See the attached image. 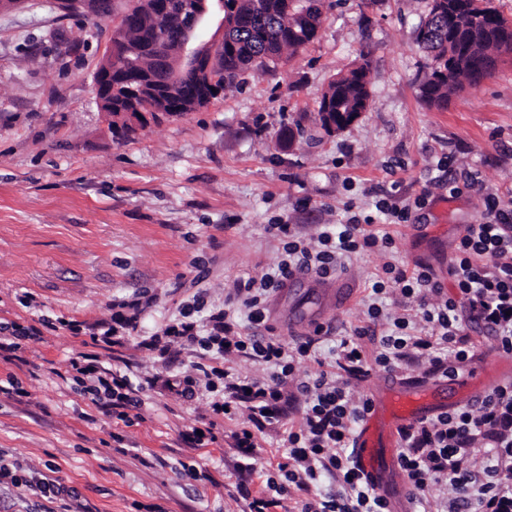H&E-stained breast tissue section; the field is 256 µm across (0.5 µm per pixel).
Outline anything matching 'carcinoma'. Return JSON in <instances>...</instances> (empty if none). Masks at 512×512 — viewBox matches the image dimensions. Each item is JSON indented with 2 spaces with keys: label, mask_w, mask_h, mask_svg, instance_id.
<instances>
[{
  "label": "carcinoma",
  "mask_w": 512,
  "mask_h": 512,
  "mask_svg": "<svg viewBox=\"0 0 512 512\" xmlns=\"http://www.w3.org/2000/svg\"><path fill=\"white\" fill-rule=\"evenodd\" d=\"M292 0H227V7L236 13L235 26L224 31V43L214 52L213 74L233 86L236 78L247 70H262L268 63L280 58L286 50L293 52L316 37L321 24L322 0H303L291 6ZM450 9L442 10L422 25L427 31H418L419 45L434 63L431 74L420 86L421 96L438 107L448 105L450 97L465 86H477L495 70L497 58L512 52V22L499 11L478 8L475 0H446ZM171 12L166 17L154 14L151 0H138L136 6L112 3V18L118 24L112 36L131 44L141 43L144 52L125 65L129 78L147 75L157 67L168 66L167 60L176 58L175 38L180 27L192 20L197 0H170ZM482 14V30L471 37L460 29L457 19L475 11ZM453 66L456 77L445 82L437 71ZM367 67L357 66L332 80L319 105L321 112H349L358 106L369 107ZM200 88L191 78L183 79L173 88L151 86V91H140L135 96L124 95L112 99L114 112H186Z\"/></svg>",
  "instance_id": "1"
}]
</instances>
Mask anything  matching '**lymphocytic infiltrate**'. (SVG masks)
I'll return each instance as SVG.
<instances>
[{"label": "lymphocytic infiltrate", "mask_w": 512, "mask_h": 512, "mask_svg": "<svg viewBox=\"0 0 512 512\" xmlns=\"http://www.w3.org/2000/svg\"><path fill=\"white\" fill-rule=\"evenodd\" d=\"M268 230L283 243V252L271 271L250 279L237 301H225L213 314L206 334L195 323L176 320L146 339L186 341L211 353L213 359L244 358L270 370L269 379L240 376L226 368H212L224 388L210 407L227 418L246 416L248 423L236 435L244 459H251L254 427L282 423L280 387L294 377L299 364L314 358L317 338L292 341L262 332L264 303L286 286L297 272L324 278L344 267L343 260L361 250L389 248L390 233L376 234L371 224H329L318 247L298 237L294 225L272 224ZM394 293L415 302V318L425 323L423 336L409 334L411 318L383 320L384 288L374 283L367 312L373 325H384L374 355H367L363 331L340 337L330 370L313 382H300L305 396L301 416L288 428L286 458L279 463L286 483L278 496L296 489L305 492L299 512H392L389 500L361 473L352 452L355 428L371 409L369 398L355 397L352 380L372 366L396 371L402 365L424 362L432 374L459 376L469 358L467 330L478 327L492 336L499 352L512 354V201L485 196L479 222L466 225L449 274L459 298L445 293L429 268L406 270L387 265ZM245 316L244 331H234V320ZM71 367L104 391L119 406H140L141 387L120 370L97 360L72 361ZM399 469L410 489L413 512H427L431 491L443 490L444 512H512V380L489 389L476 402L401 428Z\"/></svg>", "instance_id": "1"}]
</instances>
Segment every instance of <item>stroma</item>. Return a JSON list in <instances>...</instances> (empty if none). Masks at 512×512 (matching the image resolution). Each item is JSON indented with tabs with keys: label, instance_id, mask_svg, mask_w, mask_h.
<instances>
[{
	"label": "stroma",
	"instance_id": "35a3bbf8",
	"mask_svg": "<svg viewBox=\"0 0 512 512\" xmlns=\"http://www.w3.org/2000/svg\"><path fill=\"white\" fill-rule=\"evenodd\" d=\"M428 4L324 0L320 33L298 52L128 139L113 135L95 95L111 21L63 12L56 0L0 8V334H21L18 349L0 351V465L61 489L1 483L0 512H248V495L267 494L283 431L257 430L254 467L242 468L241 420L213 414L203 392L208 356L186 343L140 345L188 305L207 330L237 282L277 262L267 225L314 237L375 215L388 190L410 208L391 249L352 254L324 278L354 288L349 306L294 328L295 296L270 297L275 335L325 328L299 377L315 378L337 338L366 325L384 265H426L456 296L448 263L463 226L480 220L486 193L512 190V54L447 107L428 105L417 41ZM364 60L369 109L327 133L317 120L323 93ZM467 171L482 191L449 196V177ZM118 314L135 317V331L119 346L97 342ZM469 334L465 371L489 363L507 380L512 355L479 329ZM85 355L140 381L141 406L121 411L86 393L70 365ZM440 382L413 366L376 367L352 387L376 402L391 386L426 384L437 414L459 405ZM195 429L212 443L190 447L184 436Z\"/></svg>",
	"mask_w": 512,
	"mask_h": 512
}]
</instances>
